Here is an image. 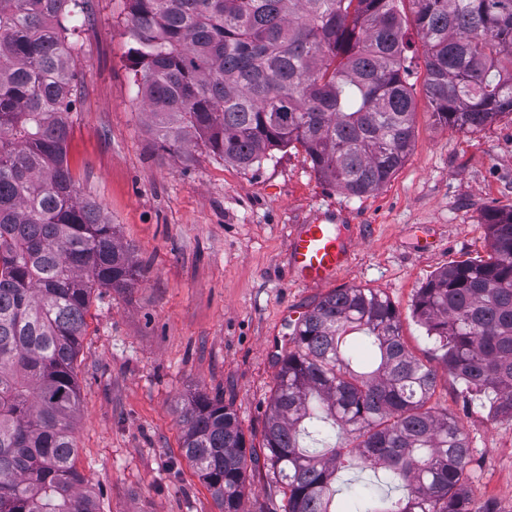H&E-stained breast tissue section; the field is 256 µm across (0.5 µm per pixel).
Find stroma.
Returning a JSON list of instances; mask_svg holds the SVG:
<instances>
[{"label":"stroma","mask_w":512,"mask_h":512,"mask_svg":"<svg viewBox=\"0 0 512 512\" xmlns=\"http://www.w3.org/2000/svg\"><path fill=\"white\" fill-rule=\"evenodd\" d=\"M127 11V0H88L75 22L68 164L80 198L98 205L143 270L134 288L91 296L75 361L76 467L101 512H220L182 455L180 408L198 390L223 394L246 438L260 440L276 361L329 289L287 278L295 227L342 212L350 262L331 287L380 290L408 348L429 360L433 345L412 316L416 291L451 263L487 257L484 212L512 209V115L475 130L435 123L411 27L414 138L378 191L336 190L299 146L247 171L201 146L174 153L144 110ZM431 403L465 427L473 505L512 512V420L449 375ZM283 491L259 466L246 482L248 512H283Z\"/></svg>","instance_id":"1"}]
</instances>
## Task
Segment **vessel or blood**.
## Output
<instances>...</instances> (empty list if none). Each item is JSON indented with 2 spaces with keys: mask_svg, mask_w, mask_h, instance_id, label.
<instances>
[{
  "mask_svg": "<svg viewBox=\"0 0 512 512\" xmlns=\"http://www.w3.org/2000/svg\"><path fill=\"white\" fill-rule=\"evenodd\" d=\"M343 221V214L336 213L295 228L288 245L291 277L318 286L334 280L350 255L347 241L336 232Z\"/></svg>",
  "mask_w": 512,
  "mask_h": 512,
  "instance_id": "vessel-or-blood-1",
  "label": "vessel or blood"
}]
</instances>
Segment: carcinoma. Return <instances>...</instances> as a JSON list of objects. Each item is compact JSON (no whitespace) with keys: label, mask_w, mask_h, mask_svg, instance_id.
<instances>
[{"label":"carcinoma","mask_w":512,"mask_h":512,"mask_svg":"<svg viewBox=\"0 0 512 512\" xmlns=\"http://www.w3.org/2000/svg\"><path fill=\"white\" fill-rule=\"evenodd\" d=\"M435 121L461 130L512 114V0H411ZM140 84L164 147L202 144L248 170L295 143L336 189L360 197L409 154L415 105L401 0H128ZM81 0H0V512H101L75 465L74 362L97 288L142 270L82 200L66 161ZM489 254L418 288L434 361L409 351L379 290L334 289L296 322L278 360L259 455L224 397L181 407L182 453L222 512H245L247 470L266 461L284 512H331L336 472L383 470L405 493L358 512L474 509L460 419L430 405L442 375L512 418V210L484 215ZM379 351L370 371L346 336ZM337 427L329 445L313 422ZM325 446L311 453L303 440Z\"/></svg>","instance_id":"1"}]
</instances>
